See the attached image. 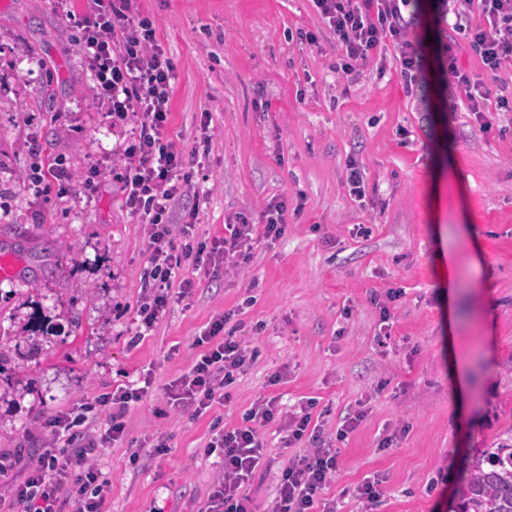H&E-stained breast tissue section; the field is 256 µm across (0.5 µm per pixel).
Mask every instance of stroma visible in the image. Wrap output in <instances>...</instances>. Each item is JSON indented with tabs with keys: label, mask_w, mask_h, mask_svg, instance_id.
I'll list each match as a JSON object with an SVG mask.
<instances>
[{
	"label": "stroma",
	"mask_w": 512,
	"mask_h": 512,
	"mask_svg": "<svg viewBox=\"0 0 512 512\" xmlns=\"http://www.w3.org/2000/svg\"><path fill=\"white\" fill-rule=\"evenodd\" d=\"M83 5L0 0V259L17 269L0 281V449L44 447L57 411L147 373L153 390L130 411L126 441L100 452L112 483L105 512H195L222 475L203 452L214 421L235 428L268 396L287 410L315 399L329 434L363 411L322 493L340 512H358L354 489L377 475L376 512H460L465 470L512 444V112L490 110L480 131L433 53L419 87L406 86L391 46L339 77L312 0H132L176 67L167 135L196 156L202 195L177 201L171 222L199 214L175 243L223 236L240 216L264 226L266 204L287 203L284 234L258 237L241 267L184 265L190 293L135 342L148 236L125 207L118 157L137 119L113 121L92 97L65 16ZM301 28L317 44L300 42ZM36 147L68 189L49 175L31 185ZM351 159L367 180L361 203L345 184ZM356 224L369 234L353 235ZM392 289L401 295L388 304L384 345L374 301ZM224 313L257 360L206 414L157 418L194 339ZM454 356L468 360L463 393ZM159 431L168 454L132 469V449ZM265 442L267 466L250 487L262 504L293 454L277 424Z\"/></svg>",
	"instance_id": "35a3bbf8"
}]
</instances>
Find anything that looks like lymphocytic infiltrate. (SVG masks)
<instances>
[{
    "label": "lymphocytic infiltrate",
    "mask_w": 512,
    "mask_h": 512,
    "mask_svg": "<svg viewBox=\"0 0 512 512\" xmlns=\"http://www.w3.org/2000/svg\"><path fill=\"white\" fill-rule=\"evenodd\" d=\"M131 0H89L95 24L82 28L81 49L94 80L93 95L118 120L136 115L140 130L125 149L120 177L125 206L147 224L150 269L143 298L133 320L135 339L150 335L165 317L174 294H187L190 280H178L185 260L233 267L252 247L254 227L246 219L229 225L228 236L210 243L175 246L168 224L172 203L185 195L189 180L187 159L164 131L171 116L175 67L156 39L150 18L134 14ZM317 14L334 36L341 55L336 70L350 75L357 64L393 45L407 84L422 82L425 44L420 33L418 0H313ZM439 18L453 17L452 28L480 59L484 77L464 70L451 45L440 49L448 85L466 102L480 128L487 101L512 111V99L493 96L489 81L497 80L505 63L512 62V0H434ZM479 12L483 22L471 25ZM228 316L217 317L194 340L200 352L190 368L165 388L167 398L157 415L166 419L191 413L200 416L223 402L224 390L257 357L235 330ZM152 388L141 377L94 397L77 409L52 415L48 447L26 457L0 450V512H103L110 482L98 467L105 445L123 441L125 417ZM363 418L347 413L328 439L322 425L314 423L310 405L283 410L278 398L261 400L240 426L226 430L213 426L204 448L217 457L223 475L210 487L198 512H335L323 504L321 493L339 469L338 442L344 441ZM279 423L283 447L294 449L282 469L274 499L260 506L248 487L263 466L261 427Z\"/></svg>",
    "instance_id": "lymphocytic-infiltrate-1"
}]
</instances>
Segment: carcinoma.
I'll list each match as a JSON object with an SVG mask.
<instances>
[{"mask_svg":"<svg viewBox=\"0 0 512 512\" xmlns=\"http://www.w3.org/2000/svg\"><path fill=\"white\" fill-rule=\"evenodd\" d=\"M462 512H512V450L486 452L466 477Z\"/></svg>","mask_w":512,"mask_h":512,"instance_id":"1","label":"carcinoma"}]
</instances>
